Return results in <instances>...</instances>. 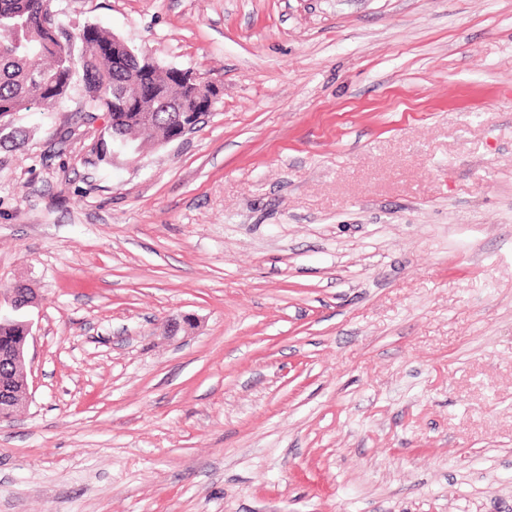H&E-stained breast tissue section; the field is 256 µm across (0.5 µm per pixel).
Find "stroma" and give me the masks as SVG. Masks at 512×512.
Segmentation results:
<instances>
[{
  "label": "stroma",
  "mask_w": 512,
  "mask_h": 512,
  "mask_svg": "<svg viewBox=\"0 0 512 512\" xmlns=\"http://www.w3.org/2000/svg\"><path fill=\"white\" fill-rule=\"evenodd\" d=\"M51 6L219 99L110 164L14 117L0 512H512V0ZM2 295L0 293V342L9 344L0 346V362L9 361L14 365L22 364L25 367V353L29 338L32 336V323L27 321V330L24 319L18 316H10L9 313L2 311ZM4 318V319H2ZM7 318V319H5ZM26 331L28 335L26 336ZM24 344L20 347H11L10 345L20 344L24 340ZM8 368V369H7ZM2 365L0 364V375L4 373H8L11 371L10 366L4 367V370L2 372ZM24 373L26 375L24 385L22 388L24 389V393L22 394L20 392V385L19 383L14 379V377L0 376V403L5 402V405H8L10 409L12 410H18L20 406L22 405V398H24V395L26 394V391L28 389V374L27 371L24 370Z\"/></svg>",
  "instance_id": "obj_1"
}]
</instances>
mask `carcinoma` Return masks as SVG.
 <instances>
[{
  "instance_id": "obj_1",
  "label": "carcinoma",
  "mask_w": 512,
  "mask_h": 512,
  "mask_svg": "<svg viewBox=\"0 0 512 512\" xmlns=\"http://www.w3.org/2000/svg\"><path fill=\"white\" fill-rule=\"evenodd\" d=\"M44 0H0V144L15 143L22 131L11 117L38 107H62L79 87L82 111L109 117L103 160L112 154L139 155L168 142L181 110L192 106L195 80L174 67L145 65L146 54L127 47L112 32L86 24L79 32L54 37L43 28ZM25 320L0 319V342L17 345Z\"/></svg>"
}]
</instances>
